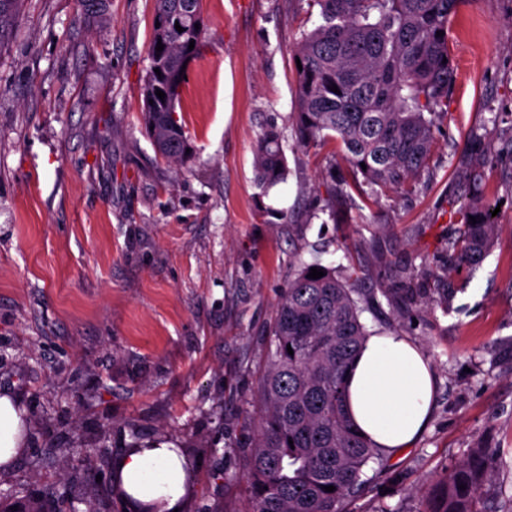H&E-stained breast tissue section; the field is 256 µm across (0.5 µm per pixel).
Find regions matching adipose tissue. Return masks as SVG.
<instances>
[{
	"label": "adipose tissue",
	"instance_id": "obj_1",
	"mask_svg": "<svg viewBox=\"0 0 512 512\" xmlns=\"http://www.w3.org/2000/svg\"><path fill=\"white\" fill-rule=\"evenodd\" d=\"M434 377L419 348L385 332L367 338L347 374L346 404L359 432L396 455L412 447L432 414ZM24 427L12 396L0 392V469L23 451ZM190 462L168 443L124 452L112 461L124 489L140 499L165 502L171 512L184 494Z\"/></svg>",
	"mask_w": 512,
	"mask_h": 512
}]
</instances>
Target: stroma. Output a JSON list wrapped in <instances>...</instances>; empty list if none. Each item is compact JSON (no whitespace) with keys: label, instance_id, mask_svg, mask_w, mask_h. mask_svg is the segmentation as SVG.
I'll return each instance as SVG.
<instances>
[{"label":"stroma","instance_id":"stroma-1","mask_svg":"<svg viewBox=\"0 0 512 512\" xmlns=\"http://www.w3.org/2000/svg\"><path fill=\"white\" fill-rule=\"evenodd\" d=\"M154 0H22L0 45V389L27 411L29 443L0 493L109 477L131 432L183 448V512H249L236 447L247 434L265 331L291 261L350 266L362 293L409 280L433 305L381 302L361 316L422 350L435 403L420 440L368 463L346 512H421L471 449L496 451L490 493L512 502V0H459L449 23L455 81L417 191L379 203L330 199L336 143L291 136L294 48L306 0H202L204 35L176 117L196 154L155 152L141 89ZM284 133L288 177L263 191L255 142ZM484 136L481 206L494 246L448 257L467 197L468 148ZM91 453L62 454L74 435Z\"/></svg>","mask_w":512,"mask_h":512}]
</instances>
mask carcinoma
<instances>
[{
	"mask_svg": "<svg viewBox=\"0 0 512 512\" xmlns=\"http://www.w3.org/2000/svg\"><path fill=\"white\" fill-rule=\"evenodd\" d=\"M20 2L0 0V38ZM155 2L159 27L148 45L143 120L157 154L183 165L195 148L175 112L182 66L202 43L203 29L195 28L203 24L201 0ZM308 2L319 7L320 19L301 33L294 52L302 65L291 124L296 141L304 146L340 141L348 176L330 188L333 194L354 191L376 202L389 192L411 194L428 167L434 130L448 106L453 68L443 59L449 58L448 20L459 0ZM334 85L339 92L331 91ZM158 89L165 98H158ZM283 138L269 126L256 140L258 182L265 191L287 180ZM455 217L459 235L448 250L476 264L493 245L495 225L486 211L467 202ZM313 267L325 276L308 277ZM354 293L342 272L319 263H297L288 275L267 329L273 350L260 367L254 410L247 416L253 435L240 450L250 512H344L343 504L365 490L364 466L383 456L345 408L347 370L370 336ZM381 293L407 309L427 289ZM493 475L494 453L472 449L427 492L422 512H499L487 505ZM326 486L335 490L327 492Z\"/></svg>",
	"mask_w": 512,
	"mask_h": 512,
	"instance_id": "cac0c4a2",
	"label": "carcinoma"
}]
</instances>
